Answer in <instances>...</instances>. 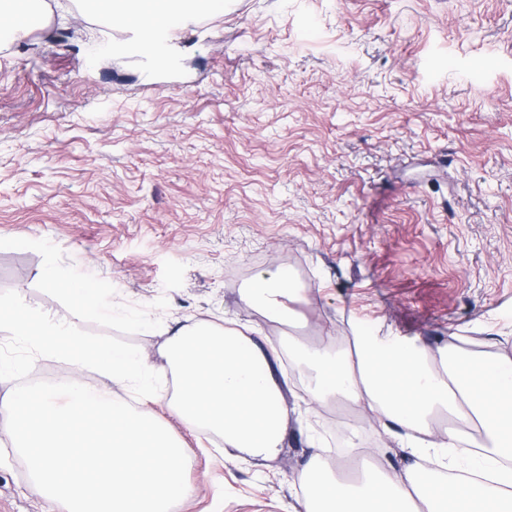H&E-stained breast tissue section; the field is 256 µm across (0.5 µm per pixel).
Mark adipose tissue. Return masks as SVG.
I'll list each match as a JSON object with an SVG mask.
<instances>
[{
  "instance_id": "obj_1",
  "label": "adipose tissue",
  "mask_w": 512,
  "mask_h": 512,
  "mask_svg": "<svg viewBox=\"0 0 512 512\" xmlns=\"http://www.w3.org/2000/svg\"><path fill=\"white\" fill-rule=\"evenodd\" d=\"M84 12L137 33L129 50L149 53L157 34L224 10V0H78ZM48 25L45 0H0V33ZM66 292L82 318L114 320L108 289L87 279ZM282 271L243 289L241 302L282 322L298 319ZM284 349L238 330L181 327L163 354L177 379L173 407L226 455L263 458L281 445L289 417L283 358L307 370V405L349 404L360 423L412 458L400 470L372 468L340 481L330 465H307L295 481L306 512H512V357L447 347L413 348L360 331L323 345L295 337Z\"/></svg>"
}]
</instances>
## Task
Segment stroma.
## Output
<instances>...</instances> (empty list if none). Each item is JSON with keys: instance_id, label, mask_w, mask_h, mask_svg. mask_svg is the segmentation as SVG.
<instances>
[{"instance_id": "1", "label": "stroma", "mask_w": 512, "mask_h": 512, "mask_svg": "<svg viewBox=\"0 0 512 512\" xmlns=\"http://www.w3.org/2000/svg\"><path fill=\"white\" fill-rule=\"evenodd\" d=\"M47 2L48 29L0 43V292L69 314L52 266L157 322L82 327L163 378L117 394L182 446L194 494L173 512H290L293 474L332 453L309 428L334 425L293 413L273 456H225L171 409L174 323L512 356V0H229L156 58L97 56L129 30ZM278 268L305 326L240 301ZM0 512H62L1 430Z\"/></svg>"}]
</instances>
